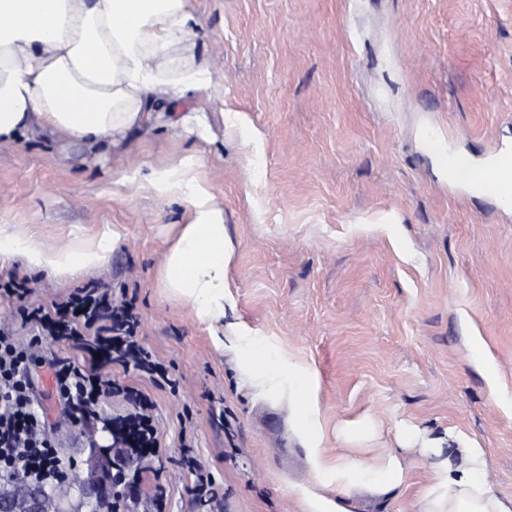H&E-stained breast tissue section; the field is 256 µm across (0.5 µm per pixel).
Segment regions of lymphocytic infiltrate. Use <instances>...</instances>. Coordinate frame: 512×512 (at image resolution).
<instances>
[{
    "mask_svg": "<svg viewBox=\"0 0 512 512\" xmlns=\"http://www.w3.org/2000/svg\"><path fill=\"white\" fill-rule=\"evenodd\" d=\"M30 293L23 279L12 277L0 284V297L22 303V320L36 331L24 343L13 330L0 327V482L18 475L35 485L63 481L65 462L54 441L57 422L82 423L85 436H94L99 406L115 393L125 394L134 404L133 412L119 422L124 443L138 449L131 463L156 454L161 441L153 401L112 377L116 365L134 367L154 381L168 377L164 365L135 335L133 303L114 302L109 293L93 288L46 306L29 302ZM46 337L68 341L71 353L37 356ZM43 367L52 375L59 405L53 420L36 409Z\"/></svg>",
    "mask_w": 512,
    "mask_h": 512,
    "instance_id": "lymphocytic-infiltrate-1",
    "label": "lymphocytic infiltrate"
}]
</instances>
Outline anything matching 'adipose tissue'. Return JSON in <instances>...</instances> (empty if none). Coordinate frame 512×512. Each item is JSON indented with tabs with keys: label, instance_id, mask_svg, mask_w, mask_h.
<instances>
[{
	"label": "adipose tissue",
	"instance_id": "1",
	"mask_svg": "<svg viewBox=\"0 0 512 512\" xmlns=\"http://www.w3.org/2000/svg\"><path fill=\"white\" fill-rule=\"evenodd\" d=\"M200 26L189 0H0V143L48 136L81 145L85 162H95L105 146L171 116L180 99L210 88V72L183 55ZM201 165L200 156L188 153L174 165L127 170L120 183L148 186L185 205L187 219L165 254L159 286L192 308L220 351L249 330L241 323L224 326L232 255L224 209L201 178ZM121 239L115 226L52 248L38 242L29 225L0 224V266L18 260L28 271L68 277L104 265ZM288 375L298 381L295 413L317 479L336 485L335 501L314 500L313 512H352L349 491L367 481L386 490L404 484L394 456L321 458L318 385L302 363L289 362ZM447 443L449 457H441L440 447L430 449L427 512H512V497L483 479L484 448L461 431L449 432Z\"/></svg>",
	"mask_w": 512,
	"mask_h": 512
}]
</instances>
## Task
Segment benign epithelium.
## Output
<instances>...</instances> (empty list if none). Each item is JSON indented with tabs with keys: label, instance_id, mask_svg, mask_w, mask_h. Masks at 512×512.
<instances>
[{
	"label": "benign epithelium",
	"instance_id": "7a95c632",
	"mask_svg": "<svg viewBox=\"0 0 512 512\" xmlns=\"http://www.w3.org/2000/svg\"><path fill=\"white\" fill-rule=\"evenodd\" d=\"M94 444L88 448L84 467L77 472L81 479V499L93 502L98 512H123L122 504L135 493V484L121 457L101 458ZM24 512H44L43 492L28 487Z\"/></svg>",
	"mask_w": 512,
	"mask_h": 512
}]
</instances>
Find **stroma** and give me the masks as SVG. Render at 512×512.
Here are the masks:
<instances>
[{"label": "stroma", "instance_id": "obj_1", "mask_svg": "<svg viewBox=\"0 0 512 512\" xmlns=\"http://www.w3.org/2000/svg\"><path fill=\"white\" fill-rule=\"evenodd\" d=\"M191 44L214 84L183 111L206 116L210 142L161 122L86 164L48 137L0 144V223L44 245L120 225L100 268L27 275L48 304L97 286L126 294L138 336L177 391L113 367L156 404L163 452L138 498L164 512L193 501L184 446L214 475L223 512H310L324 499L293 420L287 374L257 383L241 352H218L190 307L157 286L183 203L122 173L203 158L233 247L225 322L260 340L269 364H306L319 383L320 454H396L404 488H354V512H425L432 441L463 430L487 452L484 479L512 496V208L449 182L441 156L483 168L512 146V0H191ZM485 340L497 372L470 354Z\"/></svg>", "mask_w": 512, "mask_h": 512}]
</instances>
